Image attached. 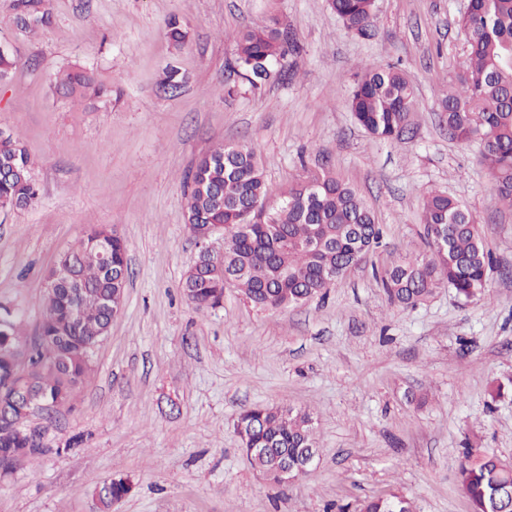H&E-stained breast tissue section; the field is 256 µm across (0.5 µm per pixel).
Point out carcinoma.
I'll return each instance as SVG.
<instances>
[{"mask_svg":"<svg viewBox=\"0 0 512 512\" xmlns=\"http://www.w3.org/2000/svg\"><path fill=\"white\" fill-rule=\"evenodd\" d=\"M459 19L467 38L466 57L442 100L448 133L460 142L477 141L495 184L496 205L512 209V0H469ZM344 26L360 34L376 23L375 0H328ZM14 20L23 31L51 21L47 0H13ZM288 51V37L270 26L254 27L237 40L236 62L252 85L270 77L271 64ZM348 106L356 122L374 137L393 140L404 132L413 111L414 89L395 67L356 66ZM67 94L89 89L111 93L92 73L78 69L59 82ZM34 163L15 139L0 134V207L24 209L39 196ZM187 220L224 225V250L216 261L186 273L183 290L199 310L220 306L224 284L237 288L264 310L299 305L323 295L343 268L381 243L375 215L358 191L331 171L310 175L284 193L277 207L264 209V169L246 144H220L201 158L190 174ZM428 256H406L382 270L380 280L391 303L414 306L443 284L466 300L482 294L491 255L474 227L469 208L442 190L429 192L422 205ZM112 232L95 226L61 253L55 267L72 265L75 285L46 293V308L27 371L31 386L49 403L64 407L90 371L86 346L108 333L111 314L102 298L123 304L127 282L110 270L127 266V249L118 234L106 253L92 241ZM20 336L12 312L0 307V477L49 451V426L18 424L22 408L15 389L16 358L9 349ZM235 431L244 448H269L248 457L262 474L275 468L279 450L318 449L310 413L291 407L257 405L242 411ZM472 512H512V499L498 488L512 480L494 454L474 457L467 449L459 470ZM132 489L122 476L108 479L97 491L105 512ZM359 512H413L410 500L394 490L366 499Z\"/></svg>","mask_w":512,"mask_h":512,"instance_id":"cac0c4a2","label":"carcinoma"}]
</instances>
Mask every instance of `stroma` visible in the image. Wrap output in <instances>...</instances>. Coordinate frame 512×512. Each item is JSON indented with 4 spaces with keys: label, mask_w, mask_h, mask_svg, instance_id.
<instances>
[{
    "label": "stroma",
    "mask_w": 512,
    "mask_h": 512,
    "mask_svg": "<svg viewBox=\"0 0 512 512\" xmlns=\"http://www.w3.org/2000/svg\"><path fill=\"white\" fill-rule=\"evenodd\" d=\"M469 0H375L367 34L327 0H49L51 24L26 33L0 0V45L19 60L0 81V131L35 162L37 202L0 208V305L22 339L45 311L58 255L92 226L127 246L129 282L91 375L62 408L49 451L0 479V512H99L96 488L122 476L112 512H357L397 489L414 512H471L465 449L512 461V210L475 142L448 136L441 100L460 68ZM177 18L183 44L167 34ZM270 25L297 48L252 88L233 69L236 38ZM400 68L416 104L400 139L359 126L347 99L358 63ZM181 86L165 90L167 68ZM93 71L111 101L73 98L62 72ZM245 143L269 201L323 170L354 185L381 245L303 305L276 311L224 290L198 310L182 282L199 254L186 224L185 177L214 146ZM463 201L492 257L480 297L448 286L412 307L376 278L425 254L427 191ZM501 388L490 397L491 385ZM312 413L317 463L298 481L262 479L234 423L254 405ZM82 443L56 454L60 441Z\"/></svg>",
    "instance_id": "35a3bbf8"
}]
</instances>
